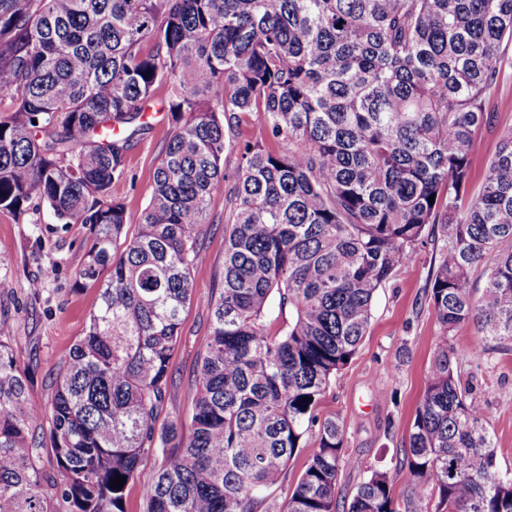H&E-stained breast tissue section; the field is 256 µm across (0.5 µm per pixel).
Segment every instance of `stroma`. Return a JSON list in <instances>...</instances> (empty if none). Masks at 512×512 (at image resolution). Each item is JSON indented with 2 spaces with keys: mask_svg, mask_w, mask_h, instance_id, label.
Listing matches in <instances>:
<instances>
[{
  "mask_svg": "<svg viewBox=\"0 0 512 512\" xmlns=\"http://www.w3.org/2000/svg\"><path fill=\"white\" fill-rule=\"evenodd\" d=\"M167 96V86L158 87L148 115L151 128L126 152L130 177L112 185L113 197L126 205L131 232L149 200L155 169L171 133L170 124L158 112ZM491 105L497 126L479 130L473 143L477 179L500 130L512 127V68L501 76ZM265 136L252 118L225 133L230 146L224 152V192L212 200L202 227L200 244L206 261L191 273V300L182 314L181 337L171 360L173 385L158 412V424L189 416L199 352L210 334L208 304L217 294L224 266V225L235 204L238 147ZM89 238L87 226L59 223L45 207L18 220L0 213V320L11 326L9 344L29 375V398L42 409L48 408L58 372L100 302L97 287L76 283ZM434 256L432 241L424 240L413 258L379 288L367 336L320 402V416L343 422L346 450L363 463L362 468L341 471L342 498H351L367 468L374 466L388 468L396 500L411 491L407 468L392 466L391 460L408 444L436 345L437 325L428 303ZM476 341L471 325H460L454 332L453 343L462 356L461 378L484 405L498 465L512 469V349L491 347L474 357L470 350Z\"/></svg>",
  "mask_w": 512,
  "mask_h": 512,
  "instance_id": "35a3bbf8",
  "label": "stroma"
}]
</instances>
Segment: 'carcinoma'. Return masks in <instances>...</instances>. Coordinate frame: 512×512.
Wrapping results in <instances>:
<instances>
[{
	"label": "carcinoma",
	"mask_w": 512,
	"mask_h": 512,
	"mask_svg": "<svg viewBox=\"0 0 512 512\" xmlns=\"http://www.w3.org/2000/svg\"><path fill=\"white\" fill-rule=\"evenodd\" d=\"M507 41L512 0H0V212L19 219L36 200L88 225L78 278L100 288L56 380L47 446L0 325V512H125L127 487L110 483L139 480L153 453L145 512H258L309 434L278 512H409L427 498L435 512H512V470L450 342L470 323L483 342L512 343V128L471 188ZM164 81L172 131L129 235L112 184ZM253 116L285 149L238 148L190 429L175 419L158 434L198 237L224 191V131ZM427 235L439 336L397 458L411 495L395 500L374 469L342 503L340 472L362 464L319 404L376 292Z\"/></svg>",
	"instance_id": "1"
}]
</instances>
